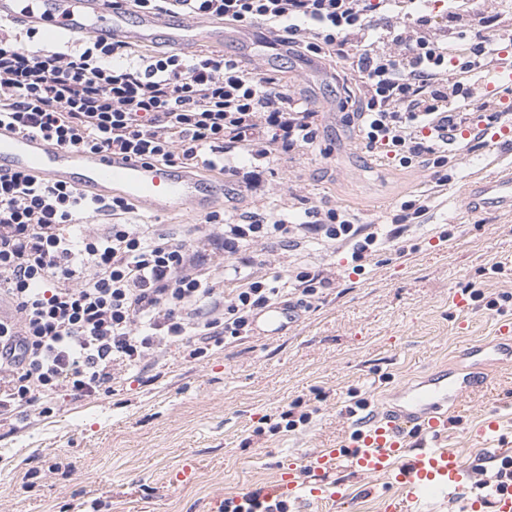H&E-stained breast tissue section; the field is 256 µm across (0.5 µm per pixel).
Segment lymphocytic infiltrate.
Segmentation results:
<instances>
[{
	"instance_id": "f902f5d3",
	"label": "lymphocytic infiltrate",
	"mask_w": 512,
	"mask_h": 512,
	"mask_svg": "<svg viewBox=\"0 0 512 512\" xmlns=\"http://www.w3.org/2000/svg\"><path fill=\"white\" fill-rule=\"evenodd\" d=\"M136 10L264 27L276 43L340 56L360 95L351 124L359 143L404 168L429 171L433 183L404 201L390 223L361 222L345 207L310 202L289 181L286 209L270 216L206 212L174 237L158 224H135L123 197L94 198L26 172L0 174V424L45 416L59 397L114 392L126 375L158 362L174 345L187 357L248 338L258 315L293 294L317 309L330 269L296 262L277 272L270 244L300 252L315 243L347 252L354 271L406 240L421 225L462 145L485 142L512 114L499 102L473 111L448 74L447 43L430 35L416 0H128ZM451 22L474 24L464 72L498 61L510 37L491 36L496 17H475L468 0ZM67 147L112 151L177 165L235 182L256 195L261 171L320 147L318 114L286 93L260 66L226 55L162 52L141 57L128 41L90 38L75 49L31 51L0 25V126ZM252 170L241 173L230 153ZM106 229L90 227L91 219ZM272 277L242 275L243 253ZM236 277L231 292L218 273Z\"/></svg>"
}]
</instances>
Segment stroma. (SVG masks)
<instances>
[{"label": "stroma", "instance_id": "35a3bbf8", "mask_svg": "<svg viewBox=\"0 0 512 512\" xmlns=\"http://www.w3.org/2000/svg\"><path fill=\"white\" fill-rule=\"evenodd\" d=\"M305 61L291 52L261 64L288 93L319 104L322 146L332 156L276 164L265 177L267 202L288 206L283 186L298 177L313 184V202L384 223L428 189L429 176L372 160L343 110L340 64L322 60L323 74L310 76ZM510 167L512 144L462 154L416 229L412 254L388 251L356 275L342 252L309 246L308 262L333 267L336 284L282 334L259 331L199 361L170 347L156 381L136 375L115 393L64 398L50 416L0 429V512H218L224 498L269 488L308 453L349 442L354 419L345 407L352 396L369 398L375 409L397 405L402 387L458 365L468 343L491 339L503 318L512 319V310L455 303L469 282L489 298L512 293V210L472 209L465 195L475 178ZM496 262L502 273L491 272ZM297 399L313 413L308 424L263 431L265 418H278ZM490 420L512 438L507 362L491 365L487 382L451 413L446 446L473 464L484 446L476 431ZM28 473L33 484L25 488ZM327 479L350 494L329 512H382V481L357 476L342 460Z\"/></svg>", "mask_w": 512, "mask_h": 512}]
</instances>
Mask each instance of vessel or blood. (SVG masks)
<instances>
[{"label": "vessel or blood", "instance_id": "b4317fda", "mask_svg": "<svg viewBox=\"0 0 512 512\" xmlns=\"http://www.w3.org/2000/svg\"><path fill=\"white\" fill-rule=\"evenodd\" d=\"M0 19L42 32L49 40L88 34L105 40L131 39L189 51L224 41L220 22L187 25L173 14L112 9L107 0H0ZM471 90L472 100L499 90H512V53ZM0 171H26L99 198L123 196L155 213H177L192 207L209 209L224 194L223 180L204 181L187 169L145 163L122 154L59 146L41 137L0 127ZM486 203L512 208V172L504 171L471 186ZM297 320L292 305L276 304L260 316L265 333L277 335ZM469 365L443 369L419 384L405 387L401 403L362 419L350 442L303 457L299 467L271 491L276 500L319 503L345 500L344 485L327 481L326 473L345 459L356 474L385 480L396 487L384 512H415L429 498H455L465 512H512V482L496 486L492 498L478 490L485 467H468L459 453L438 443L448 430V411L465 393L481 384L491 363L512 360V322H502L493 340L467 348ZM425 435L430 445L408 452L410 435Z\"/></svg>", "mask_w": 512, "mask_h": 512}]
</instances>
